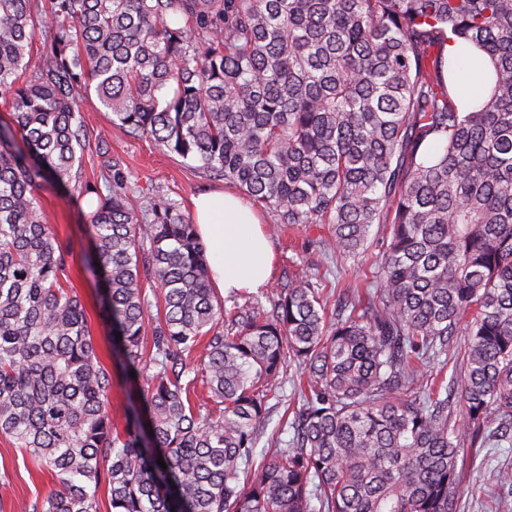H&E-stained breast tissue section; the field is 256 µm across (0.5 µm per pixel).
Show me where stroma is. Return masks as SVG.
I'll return each instance as SVG.
<instances>
[{
	"instance_id": "1",
	"label": "stroma",
	"mask_w": 512,
	"mask_h": 512,
	"mask_svg": "<svg viewBox=\"0 0 512 512\" xmlns=\"http://www.w3.org/2000/svg\"><path fill=\"white\" fill-rule=\"evenodd\" d=\"M80 109L88 117V137L76 178L91 186L92 192L78 196L72 187L42 183L37 197L58 237L71 249L69 285L80 295L88 323L98 344L102 361L110 359L108 333L99 319L95 285L86 269L90 254L88 224L98 197L108 195L113 164H120L128 177L134 203L149 212L158 199L178 204L184 217H191L193 198L203 191H222L223 178L195 168L171 154L147 136H134L114 126L112 115L100 104L96 94L83 97ZM265 229L274 251L270 281L260 293L261 301L275 298L295 275L306 274L332 294L349 284L371 282L387 238L382 226L371 229L372 245L363 261L352 264L327 254L322 241L329 234L324 224L291 228L277 223L274 214L261 209ZM512 467V447L499 448L492 455L466 450L463 461L464 481L458 512H512V495L499 497L494 486L475 482L476 469ZM53 482L12 438L0 435V512H21L23 505L43 500Z\"/></svg>"
}]
</instances>
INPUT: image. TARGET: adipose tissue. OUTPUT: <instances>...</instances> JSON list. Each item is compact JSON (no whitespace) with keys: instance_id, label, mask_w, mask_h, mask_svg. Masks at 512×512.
<instances>
[{"instance_id":"ef3b65f1","label":"adipose tissue","mask_w":512,"mask_h":512,"mask_svg":"<svg viewBox=\"0 0 512 512\" xmlns=\"http://www.w3.org/2000/svg\"><path fill=\"white\" fill-rule=\"evenodd\" d=\"M194 222L208 247L211 280L220 294L266 287L273 246L251 207L231 193L203 194L194 200Z\"/></svg>"}]
</instances>
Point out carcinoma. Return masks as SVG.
<instances>
[{"label": "carcinoma", "mask_w": 512, "mask_h": 512, "mask_svg": "<svg viewBox=\"0 0 512 512\" xmlns=\"http://www.w3.org/2000/svg\"><path fill=\"white\" fill-rule=\"evenodd\" d=\"M29 2L0 0V434L54 486L24 512H97L103 483L112 512H457L461 443L512 446V0H51L37 62ZM456 42L482 71L445 67ZM91 90L276 223L330 225L329 254L360 261L383 225L375 291H340L332 323L306 275L267 312L228 307L194 224L168 200L146 220L112 166L88 229L112 360L136 373L118 430L35 195L72 180ZM287 362L305 403L254 469Z\"/></svg>", "instance_id": "carcinoma-1"}]
</instances>
